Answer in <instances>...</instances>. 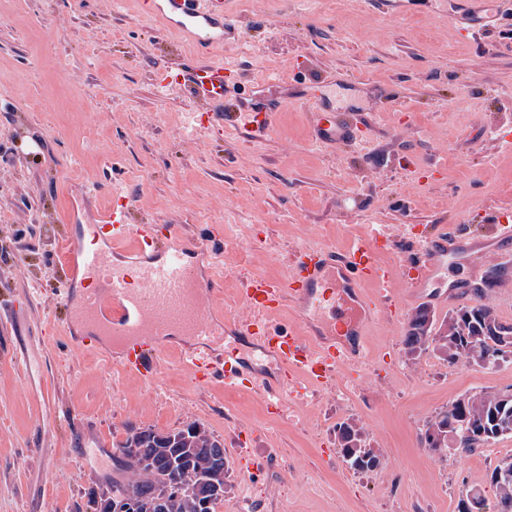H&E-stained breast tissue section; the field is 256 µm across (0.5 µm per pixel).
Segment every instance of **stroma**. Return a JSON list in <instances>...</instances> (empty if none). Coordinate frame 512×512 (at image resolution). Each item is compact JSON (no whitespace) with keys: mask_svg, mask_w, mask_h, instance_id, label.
<instances>
[{"mask_svg":"<svg viewBox=\"0 0 512 512\" xmlns=\"http://www.w3.org/2000/svg\"><path fill=\"white\" fill-rule=\"evenodd\" d=\"M224 8L241 30L222 52L234 79L283 100L258 142L209 125L179 89L158 93L154 72L192 48L159 35L138 0H0V512H93L132 429L193 422L224 445L217 512H237L244 493L251 512H458L473 486L495 503L490 474L512 458V437L442 460L418 434L458 396L511 387L512 363L406 359L411 298L368 325L360 363L279 412L255 389L201 385L172 353L144 385L111 343L91 353L66 336L62 241L88 243L116 188L136 220L190 238L222 228L220 321L249 317L242 277L284 278L300 249L340 250L378 224L391 266L436 225L464 216L463 235H485L483 212L512 207V149L499 142L512 135V40L463 38L453 0ZM331 74L337 107L371 114L353 150L311 141L298 87ZM509 268L512 247L450 267L442 287L457 296L438 316ZM343 422L362 428L376 469L344 461Z\"/></svg>","mask_w":512,"mask_h":512,"instance_id":"35a3bbf8","label":"stroma"}]
</instances>
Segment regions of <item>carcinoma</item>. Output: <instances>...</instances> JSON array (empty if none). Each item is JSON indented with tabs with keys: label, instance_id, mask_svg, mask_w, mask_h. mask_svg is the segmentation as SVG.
I'll return each instance as SVG.
<instances>
[{
	"label": "carcinoma",
	"instance_id": "cac0c4a2",
	"mask_svg": "<svg viewBox=\"0 0 512 512\" xmlns=\"http://www.w3.org/2000/svg\"><path fill=\"white\" fill-rule=\"evenodd\" d=\"M405 355L411 359L432 351L453 366L467 360L479 365L488 357L512 361V322L501 320L494 307L476 300L439 319L419 305L409 315L403 336ZM512 437V391H475L459 396L424 425L420 443L443 459L468 454L501 438ZM338 438L344 457L357 471H370L379 458L366 448L361 429L342 423ZM224 447L197 424L187 428L130 432L119 450L134 479L112 476L107 495L127 501L134 512H198L207 498L217 505L216 490H224L226 457L215 453ZM497 490L496 512H512V458L491 472ZM487 502L478 489L461 495L458 512H486Z\"/></svg>",
	"mask_w": 512,
	"mask_h": 512
}]
</instances>
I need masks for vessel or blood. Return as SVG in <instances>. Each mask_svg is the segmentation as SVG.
<instances>
[{
    "label": "vessel or blood",
    "instance_id": "1",
    "mask_svg": "<svg viewBox=\"0 0 512 512\" xmlns=\"http://www.w3.org/2000/svg\"><path fill=\"white\" fill-rule=\"evenodd\" d=\"M148 11L164 31L180 34L194 49L193 55L156 75L158 88L179 87L193 103L208 106V121L238 126L251 138L263 136L281 103L260 87L242 95L239 83L228 80L218 52L237 40L238 30L224 12V0H149ZM329 85L326 79L308 85L314 137L326 147L352 145L353 122L329 105ZM134 207L129 195L113 194L91 227L101 248L66 258V273L95 282L82 289L71 309L72 317L88 329L80 344L92 352L96 337L111 338L120 348L122 371L151 384L158 378V357L165 349L161 339L175 331L193 339L179 355L198 383L220 378L237 386L247 381L279 408L298 384L323 386L356 358L357 341L370 319L401 307L399 286L412 288L428 307L446 305L447 296L438 290L441 275L462 258L460 233L447 224L397 267L380 263V252L393 245L380 234L354 240L340 252L299 250L284 279L242 280L239 294L251 316L226 323L224 331L235 341L219 352L210 303L218 282L201 272L200 261L211 258L221 231L187 238L176 225L160 230L135 223ZM490 222L492 230L478 240V251L512 243L511 209H499ZM366 284L374 288L373 298L363 296ZM287 302L298 310L299 320L285 327L273 317Z\"/></svg>",
    "mask_w": 512,
    "mask_h": 512
}]
</instances>
